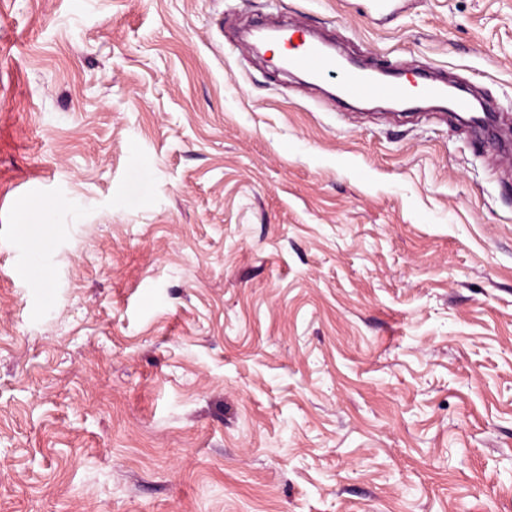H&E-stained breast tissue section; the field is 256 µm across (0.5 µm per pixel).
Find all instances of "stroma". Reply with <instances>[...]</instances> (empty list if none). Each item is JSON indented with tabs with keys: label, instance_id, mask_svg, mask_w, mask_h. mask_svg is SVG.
Listing matches in <instances>:
<instances>
[{
	"label": "stroma",
	"instance_id": "1",
	"mask_svg": "<svg viewBox=\"0 0 512 512\" xmlns=\"http://www.w3.org/2000/svg\"><path fill=\"white\" fill-rule=\"evenodd\" d=\"M396 4L0 0V512H512V153L240 37L511 126L512 0ZM279 32L276 39L285 49L280 58L283 66L289 70L303 71L317 81L336 77L340 94L346 99L376 97L401 102L414 96L441 97L446 92V84H438L428 78H424L426 82H411L396 77L380 81L365 69L342 68L336 58L328 55L322 45L304 31L284 28Z\"/></svg>",
	"mask_w": 512,
	"mask_h": 512
}]
</instances>
